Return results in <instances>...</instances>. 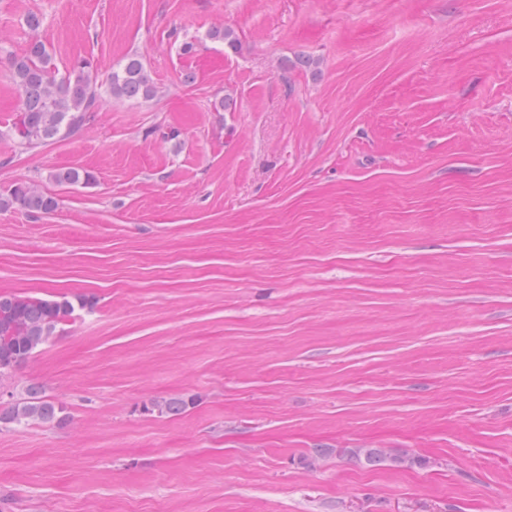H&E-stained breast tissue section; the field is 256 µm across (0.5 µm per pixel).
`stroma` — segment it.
<instances>
[{
    "label": "stroma",
    "instance_id": "1",
    "mask_svg": "<svg viewBox=\"0 0 512 512\" xmlns=\"http://www.w3.org/2000/svg\"><path fill=\"white\" fill-rule=\"evenodd\" d=\"M31 13L157 95L21 148ZM21 181L0 295L88 305L0 379L66 417L0 426V512H512V0H0ZM49 180L59 184L71 186L84 185L86 187L93 184L94 177L88 171L69 168L51 171L49 173ZM19 206L31 213H46L54 209L55 200L28 183H17L5 194H0V211Z\"/></svg>",
    "mask_w": 512,
    "mask_h": 512
}]
</instances>
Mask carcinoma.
I'll list each match as a JSON object with an SVG mask.
<instances>
[{"label":"carcinoma","mask_w":512,"mask_h":512,"mask_svg":"<svg viewBox=\"0 0 512 512\" xmlns=\"http://www.w3.org/2000/svg\"><path fill=\"white\" fill-rule=\"evenodd\" d=\"M8 67L19 94L18 113L11 132L27 148L78 135L103 102L90 61L81 59L61 73L46 45L37 39L30 41L24 54L9 57ZM109 92L130 101L148 100L156 96L157 86L141 58L132 54L112 68ZM49 179L71 186H88L94 181L89 172L73 168L52 171ZM16 206L31 213H46L54 209L55 200L33 185L18 183L0 194V211ZM77 306L84 308L86 303L80 301L75 305L66 299L0 296V379L56 336ZM63 420V407L37 392L24 402L0 410V423L4 424H51ZM351 454L369 465L383 460L394 464L404 462L403 456L387 455L376 448H358Z\"/></svg>","instance_id":"1"}]
</instances>
